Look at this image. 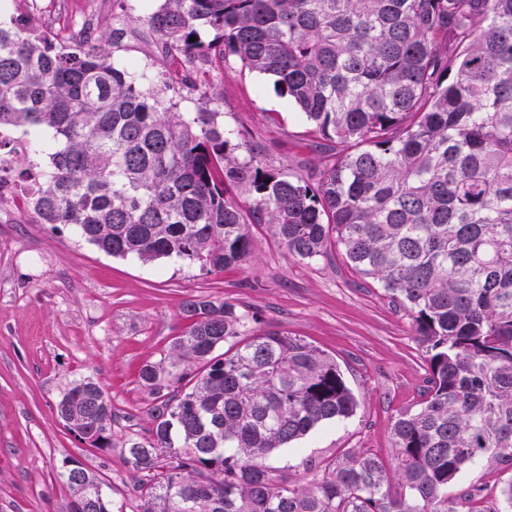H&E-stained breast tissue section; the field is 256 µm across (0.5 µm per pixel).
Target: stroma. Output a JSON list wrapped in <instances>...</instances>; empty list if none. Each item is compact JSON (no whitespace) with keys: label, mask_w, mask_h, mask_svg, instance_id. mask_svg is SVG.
<instances>
[{"label":"stroma","mask_w":512,"mask_h":512,"mask_svg":"<svg viewBox=\"0 0 512 512\" xmlns=\"http://www.w3.org/2000/svg\"><path fill=\"white\" fill-rule=\"evenodd\" d=\"M162 0H0V21L16 13L57 41L83 23L127 22L117 64H135L146 85L162 87L172 71L153 50L145 23ZM219 103L224 135L248 142L276 169L302 172L318 161L319 138L270 76L224 70ZM252 254L239 269L115 258L72 228L39 223L29 207L0 206V512H67L72 499L60 474L81 461L107 486L115 506L136 512L145 476L128 462L130 439L146 435L153 399L138 370L159 360L185 326L184 302L226 300L257 313L263 326L288 332L334 357L357 400L355 415L329 423L277 454L290 480L305 485L345 452L396 461L390 427L416 412L426 387L425 350L408 313L336 250L300 261L268 226L253 224ZM100 382L112 402V445L81 442L56 412L75 381ZM315 458L309 468L305 459Z\"/></svg>","instance_id":"obj_1"}]
</instances>
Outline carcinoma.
<instances>
[{"instance_id": "cac0c4a2", "label": "carcinoma", "mask_w": 512, "mask_h": 512, "mask_svg": "<svg viewBox=\"0 0 512 512\" xmlns=\"http://www.w3.org/2000/svg\"><path fill=\"white\" fill-rule=\"evenodd\" d=\"M146 22L182 70L269 75L347 149L306 174L272 169L248 143L228 148L223 92L183 114L111 61L115 32L56 43L14 15L0 24V155L13 150L2 133L26 138L17 171L39 222L114 257L209 273L247 261L248 223L302 261L337 247L409 313L427 386L392 423L393 472L350 453L293 487L267 460L355 414L343 372L255 313L189 299L184 329L139 372L157 404L127 448L148 477L138 512H512V479L489 506L480 485L458 484L476 464L512 470V0H164ZM237 189L253 197L246 212ZM56 410L112 447L94 380ZM80 477L61 473L73 495L96 493L90 512H113L99 478Z\"/></svg>"}]
</instances>
